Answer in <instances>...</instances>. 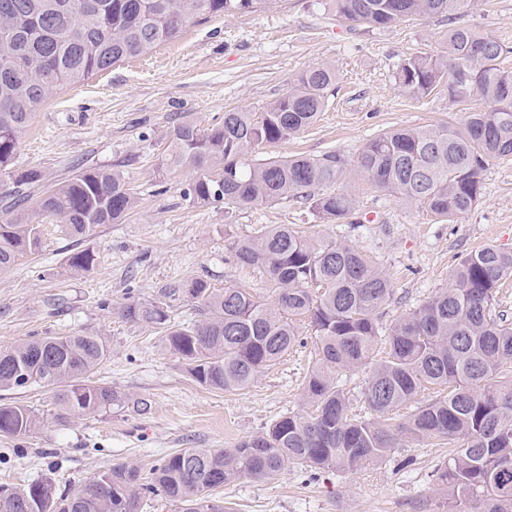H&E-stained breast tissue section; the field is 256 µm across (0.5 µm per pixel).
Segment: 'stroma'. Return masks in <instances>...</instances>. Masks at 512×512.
Returning <instances> with one entry per match:
<instances>
[{"label":"stroma","instance_id":"stroma-1","mask_svg":"<svg viewBox=\"0 0 512 512\" xmlns=\"http://www.w3.org/2000/svg\"><path fill=\"white\" fill-rule=\"evenodd\" d=\"M464 20L512 47V0H478ZM447 29L444 15L379 30L337 22L328 0H265L253 11L187 23L152 54L64 88L35 113L15 169L41 170L54 184L81 167L117 165L138 202L120 222L97 225L80 240L44 219L40 249L0 274V347L34 336H102L111 353L95 379L126 402L61 423L52 387L0 391V403L28 405L41 420L29 436L0 437V486L45 477L76 485L115 464L145 475L168 453L231 448L279 416L304 410L313 335L251 387L228 393L193 381L158 329L118 313L130 301L157 298L161 288L193 279L271 299L263 273L230 256L235 242L269 225L292 224L312 242L336 240L370 256L395 289L381 319L386 327L444 287L468 252L489 244L512 251L511 158L484 171L479 201L450 223L360 178L350 183L359 202L355 224L323 223L291 198L233 209L199 205L183 195L190 171L158 169L180 122L207 125L231 109L260 111L320 64L336 70L324 112L298 138L264 148L263 156L334 150L353 159L384 130L458 123L462 115L447 94L416 100L396 81L400 62L439 49ZM85 248L97 255L95 269L72 271L70 253ZM448 451L442 441L405 437L386 460L353 475L313 476L291 465L262 481L227 483L215 496L233 512H440L432 473Z\"/></svg>","mask_w":512,"mask_h":512}]
</instances>
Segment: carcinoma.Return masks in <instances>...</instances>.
Listing matches in <instances>:
<instances>
[{"label":"carcinoma","mask_w":512,"mask_h":512,"mask_svg":"<svg viewBox=\"0 0 512 512\" xmlns=\"http://www.w3.org/2000/svg\"><path fill=\"white\" fill-rule=\"evenodd\" d=\"M261 0H0V27L10 34L0 54V184L12 204L0 210V274L41 245L45 217L72 237L112 224L136 206L120 167L90 168L45 184L41 171L13 167L32 116L69 85L84 82L127 58L175 39L186 23L250 11ZM475 0H330L336 18L388 29L416 18L457 21ZM509 48L466 25L448 28L440 50L404 59L396 79L410 97L448 93L457 105L475 98L459 125L396 128L371 138L352 160L336 151L318 157H258L259 150L304 133L327 104L336 71L301 72L284 95L259 112L229 110L212 125H177L164 171L194 172L184 196L200 205L234 208L288 198L331 224H351L355 194L336 187L346 174L451 220L482 194V173L512 158V68ZM36 206L25 208L31 188ZM233 261L262 270L273 285L268 303L247 288H213L192 280L161 289L154 301L122 306L121 316L161 330L166 349L201 385L224 391L250 387L301 343V324L315 336V363L304 382L309 409L277 418L233 448H183L144 477L115 466L58 492L53 479L12 487L0 512H139L162 494L181 512H226L213 491L245 477L265 480L295 464L319 474L360 472L385 460L397 433L416 441L446 440L448 460L434 473L446 512H512V321L496 312L499 283L512 276V251L487 245L463 256L448 286L383 331L380 318L395 291L386 272L354 247L312 243L290 224H273L239 241ZM90 249L68 266L88 273ZM187 297L203 318L170 320V302ZM109 345L92 334L28 339L0 350V390L56 388L59 419L95 415L124 403L94 380ZM370 369L362 389L366 414L352 412L343 376ZM414 407L408 422L391 414ZM39 419L21 403L0 404V436L31 434Z\"/></svg>","instance_id":"1"}]
</instances>
